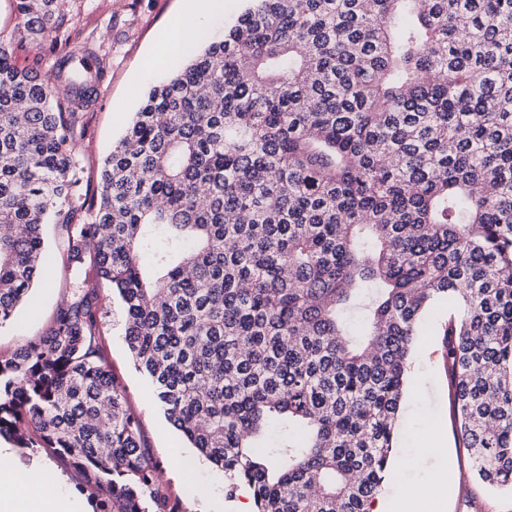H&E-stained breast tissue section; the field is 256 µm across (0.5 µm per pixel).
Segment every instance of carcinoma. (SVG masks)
I'll list each match as a JSON object with an SVG mask.
<instances>
[{"label": "carcinoma", "mask_w": 512, "mask_h": 512, "mask_svg": "<svg viewBox=\"0 0 512 512\" xmlns=\"http://www.w3.org/2000/svg\"><path fill=\"white\" fill-rule=\"evenodd\" d=\"M13 2L0 324L56 256L78 282L0 355V439L69 460L96 512H181L102 363L106 285L136 369L228 491L255 512H370L446 302L460 447L512 489V0H249L150 89L85 191L76 131L105 55L56 0ZM48 39L46 77L16 64Z\"/></svg>", "instance_id": "cac0c4a2"}]
</instances>
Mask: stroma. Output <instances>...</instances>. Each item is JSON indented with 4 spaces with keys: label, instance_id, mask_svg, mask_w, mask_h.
Returning a JSON list of instances; mask_svg holds the SVG:
<instances>
[{
    "label": "stroma",
    "instance_id": "stroma-1",
    "mask_svg": "<svg viewBox=\"0 0 512 512\" xmlns=\"http://www.w3.org/2000/svg\"><path fill=\"white\" fill-rule=\"evenodd\" d=\"M195 0H68L67 24L106 54V70L99 96L80 124L78 154L85 181H97L100 166L119 138L148 88L181 69L188 53L175 26L194 16ZM36 311L19 306L12 319L0 324V354L13 352L24 341L42 336L68 290L61 266L42 271ZM103 359L125 390L127 401L142 426L145 446L159 462L165 492L178 500L184 512H239L251 502L247 486L228 491L222 470L189 448L168 422L149 381L135 368L124 340L121 303L110 290H102ZM447 310L425 319V334L418 342L407 374L398 447L393 456V480L382 497L420 493L433 476H442L452 489L443 512H512V492L487 488L471 476L464 449L459 448L450 409L448 374L443 364L442 331ZM443 441L447 461L422 457L421 447ZM18 467L53 468L68 479L66 492L81 502L90 493L81 475L67 461L45 453L13 449Z\"/></svg>",
    "mask_w": 512,
    "mask_h": 512
}]
</instances>
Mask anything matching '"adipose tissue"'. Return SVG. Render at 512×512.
I'll list each match as a JSON object with an SVG mask.
<instances>
[{
	"label": "adipose tissue",
	"instance_id": "1",
	"mask_svg": "<svg viewBox=\"0 0 512 512\" xmlns=\"http://www.w3.org/2000/svg\"><path fill=\"white\" fill-rule=\"evenodd\" d=\"M65 479L50 469L10 471L0 492V512H82L80 506L63 496L58 487Z\"/></svg>",
	"mask_w": 512,
	"mask_h": 512
}]
</instances>
